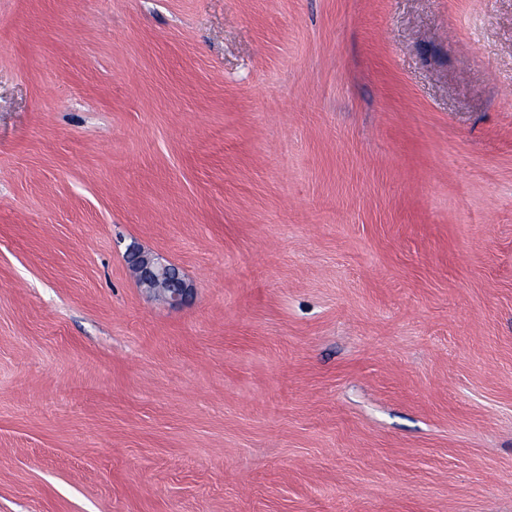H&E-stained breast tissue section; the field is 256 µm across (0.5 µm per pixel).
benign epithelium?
<instances>
[{"mask_svg": "<svg viewBox=\"0 0 512 512\" xmlns=\"http://www.w3.org/2000/svg\"><path fill=\"white\" fill-rule=\"evenodd\" d=\"M128 269L140 287L173 306L184 304L193 293V285L179 275L174 265L140 249L134 250Z\"/></svg>", "mask_w": 512, "mask_h": 512, "instance_id": "obj_1", "label": "benign epithelium"}]
</instances>
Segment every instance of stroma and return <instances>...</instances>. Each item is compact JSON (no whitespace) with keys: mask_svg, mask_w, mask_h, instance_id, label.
<instances>
[{"mask_svg":"<svg viewBox=\"0 0 512 512\" xmlns=\"http://www.w3.org/2000/svg\"><path fill=\"white\" fill-rule=\"evenodd\" d=\"M0 512H512V0H0ZM133 252L128 269L141 288L155 292L173 306L183 305L188 300L193 293V285L180 277L174 265L163 263L141 249Z\"/></svg>","mask_w":512,"mask_h":512,"instance_id":"35a3bbf8","label":"stroma"}]
</instances>
